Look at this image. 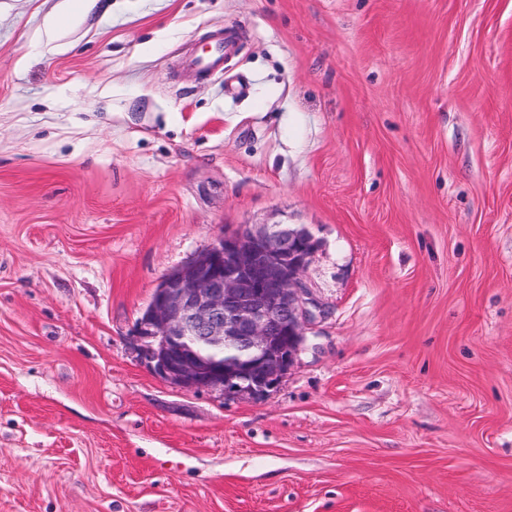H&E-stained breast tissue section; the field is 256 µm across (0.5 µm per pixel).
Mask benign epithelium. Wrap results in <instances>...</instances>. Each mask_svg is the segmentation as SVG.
Wrapping results in <instances>:
<instances>
[{
  "label": "benign epithelium",
  "instance_id": "benign-epithelium-1",
  "mask_svg": "<svg viewBox=\"0 0 512 512\" xmlns=\"http://www.w3.org/2000/svg\"><path fill=\"white\" fill-rule=\"evenodd\" d=\"M314 251L282 224L220 238L154 290L135 328L141 359L186 390L266 396L321 315L303 282Z\"/></svg>",
  "mask_w": 512,
  "mask_h": 512
}]
</instances>
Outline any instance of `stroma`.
I'll return each instance as SVG.
<instances>
[{
	"instance_id": "1",
	"label": "stroma",
	"mask_w": 512,
	"mask_h": 512,
	"mask_svg": "<svg viewBox=\"0 0 512 512\" xmlns=\"http://www.w3.org/2000/svg\"><path fill=\"white\" fill-rule=\"evenodd\" d=\"M260 224L305 350L156 375L161 279ZM0 512H512V0H0ZM236 42L233 35L224 32L223 37L214 41L210 48L193 60V66L201 74L224 68L225 58L235 50Z\"/></svg>"
}]
</instances>
